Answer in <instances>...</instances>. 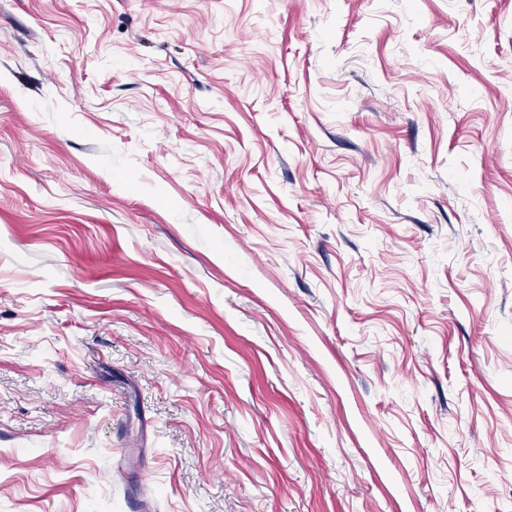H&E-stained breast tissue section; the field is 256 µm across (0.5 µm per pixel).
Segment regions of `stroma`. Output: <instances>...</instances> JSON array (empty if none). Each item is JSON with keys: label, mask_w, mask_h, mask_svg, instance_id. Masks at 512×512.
<instances>
[{"label": "stroma", "mask_w": 512, "mask_h": 512, "mask_svg": "<svg viewBox=\"0 0 512 512\" xmlns=\"http://www.w3.org/2000/svg\"><path fill=\"white\" fill-rule=\"evenodd\" d=\"M138 497L512 512V0H0V512Z\"/></svg>", "instance_id": "1"}]
</instances>
